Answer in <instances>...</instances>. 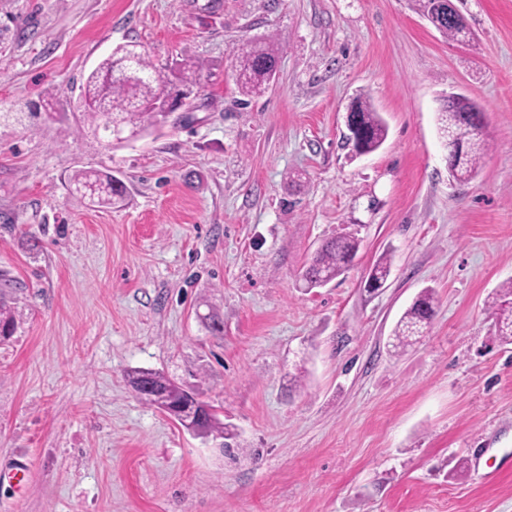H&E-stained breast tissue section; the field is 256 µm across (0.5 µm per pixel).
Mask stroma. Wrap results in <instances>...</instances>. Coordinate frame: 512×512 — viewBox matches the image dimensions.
Segmentation results:
<instances>
[{
	"label": "stroma",
	"instance_id": "35a3bbf8",
	"mask_svg": "<svg viewBox=\"0 0 512 512\" xmlns=\"http://www.w3.org/2000/svg\"><path fill=\"white\" fill-rule=\"evenodd\" d=\"M453 3L470 42L412 0H0V512H512V345L489 306L512 280V0ZM265 37L276 81L246 102L234 50ZM130 42L169 76L199 61L200 82L109 148L75 106ZM451 93L485 114L465 183L438 132ZM358 96L388 125L362 156L343 141ZM80 170L124 202L71 193ZM345 233L353 266L300 288ZM426 288L424 336L391 351ZM134 369L196 391L234 438L145 404Z\"/></svg>",
	"mask_w": 512,
	"mask_h": 512
}]
</instances>
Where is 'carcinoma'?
I'll return each instance as SVG.
<instances>
[{
    "label": "carcinoma",
    "mask_w": 512,
    "mask_h": 512,
    "mask_svg": "<svg viewBox=\"0 0 512 512\" xmlns=\"http://www.w3.org/2000/svg\"><path fill=\"white\" fill-rule=\"evenodd\" d=\"M126 47L138 51L135 60L126 65L114 56L105 58L89 74L82 87L80 101L83 122L103 139L110 137V124L117 122L128 130H148L160 126L158 115L145 112L142 105L170 95L171 87L162 72L153 66L146 53L136 43ZM279 46L272 40L244 42L235 51L236 69L241 94L247 98L260 95L268 89L267 71L279 61ZM202 65L196 61L182 63L177 89L192 90L197 85V74ZM354 124L363 132V138L352 144L357 155L370 154L381 147L387 138V125L380 113L362 97L353 100ZM468 103L460 101L438 113L439 130L450 151V172L453 179L464 182L472 179L478 170L486 144L475 131L476 113L466 111ZM70 183L81 197L99 207H110L123 200L124 191L114 185L111 177L96 171H79ZM359 240L351 234H340L325 240L315 251L301 273L302 287L320 288L345 273L354 262ZM392 259L384 254L373 265L365 284L378 288L391 272ZM435 296L431 288L423 289L404 312L393 331L391 346L404 349L423 335L434 315ZM496 315V335L501 342L512 344V281L504 283L490 302ZM14 310L0 289V331L9 333L15 326ZM129 384L139 391L149 387L143 399L157 409H166L169 415L180 419L192 418L195 428L204 436L216 434L232 436L211 404L196 399V394L167 375L149 369L129 373Z\"/></svg>",
    "instance_id": "carcinoma-1"
}]
</instances>
